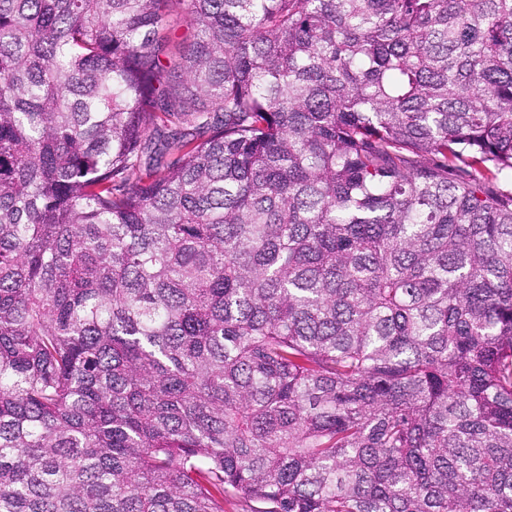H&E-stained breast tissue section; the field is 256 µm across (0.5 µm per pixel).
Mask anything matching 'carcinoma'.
Listing matches in <instances>:
<instances>
[{
    "instance_id": "cac0c4a2",
    "label": "carcinoma",
    "mask_w": 512,
    "mask_h": 512,
    "mask_svg": "<svg viewBox=\"0 0 512 512\" xmlns=\"http://www.w3.org/2000/svg\"><path fill=\"white\" fill-rule=\"evenodd\" d=\"M0 0V512H512V0ZM168 9L166 24L161 33L168 38L169 58L178 60L187 51L193 31L186 15V6L182 1H170Z\"/></svg>"
}]
</instances>
